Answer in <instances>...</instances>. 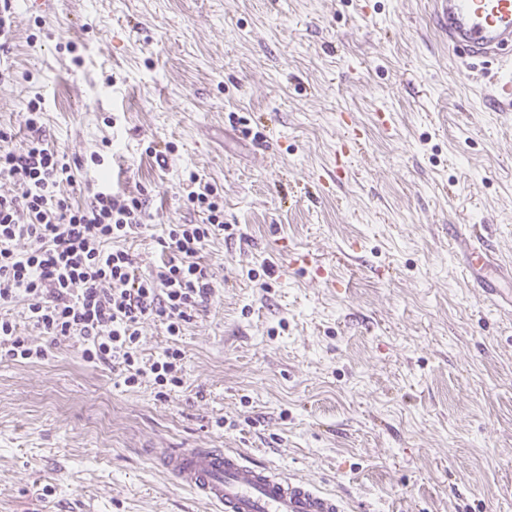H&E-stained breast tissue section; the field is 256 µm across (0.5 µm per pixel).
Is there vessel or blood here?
Returning a JSON list of instances; mask_svg holds the SVG:
<instances>
[{
	"label": "vessel or blood",
	"instance_id": "b4317fda",
	"mask_svg": "<svg viewBox=\"0 0 512 512\" xmlns=\"http://www.w3.org/2000/svg\"><path fill=\"white\" fill-rule=\"evenodd\" d=\"M434 2L439 28L450 46L476 57L497 55L512 66V0ZM359 137L357 129L347 131L328 172L331 181L345 178L344 158ZM448 234L463 256L473 287L492 302L512 307V295L505 291L512 283V263L502 262L480 235L463 233L460 225H449ZM148 454L159 470L218 512H345L341 500L313 482L278 474L233 450L152 448Z\"/></svg>",
	"mask_w": 512,
	"mask_h": 512
}]
</instances>
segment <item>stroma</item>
<instances>
[{
    "mask_svg": "<svg viewBox=\"0 0 512 512\" xmlns=\"http://www.w3.org/2000/svg\"><path fill=\"white\" fill-rule=\"evenodd\" d=\"M7 64V148L42 97L77 180L141 190L142 271L164 225L202 221L189 173L229 228L182 335L143 327L144 361L184 352L182 386L127 388L71 340L0 360V512H215L146 454L176 447L312 478L347 512H512V312L448 235L512 262V108L432 0H15ZM349 123L347 175L323 184Z\"/></svg>",
    "mask_w": 512,
    "mask_h": 512,
    "instance_id": "1",
    "label": "stroma"
}]
</instances>
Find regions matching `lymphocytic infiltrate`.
<instances>
[{
  "mask_svg": "<svg viewBox=\"0 0 512 512\" xmlns=\"http://www.w3.org/2000/svg\"><path fill=\"white\" fill-rule=\"evenodd\" d=\"M77 167L39 137L20 149L0 150V179L19 186L17 195L0 196V306L26 301L34 328L79 343L86 362L118 368L126 386H180V348H165L147 365L137 349L145 323H160L168 336H180L214 295L201 253L224 230V198L189 173L186 200L203 221L166 225L158 239L161 262L144 272L126 247L146 224L143 198L105 188L77 203L62 191L76 186ZM21 240L28 241V250H17ZM47 355L0 314V356L32 362Z\"/></svg>",
  "mask_w": 512,
  "mask_h": 512,
  "instance_id": "obj_1",
  "label": "lymphocytic infiltrate"
}]
</instances>
